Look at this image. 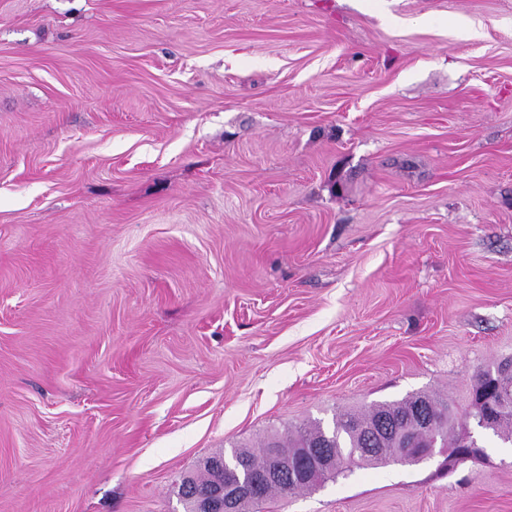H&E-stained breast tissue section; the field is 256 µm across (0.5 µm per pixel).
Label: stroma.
<instances>
[{"mask_svg": "<svg viewBox=\"0 0 512 512\" xmlns=\"http://www.w3.org/2000/svg\"><path fill=\"white\" fill-rule=\"evenodd\" d=\"M512 357V0H0V512ZM259 512H512V452Z\"/></svg>", "mask_w": 512, "mask_h": 512, "instance_id": "obj_1", "label": "stroma"}]
</instances>
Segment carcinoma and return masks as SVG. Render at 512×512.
<instances>
[{"label":"carcinoma","mask_w":512,"mask_h":512,"mask_svg":"<svg viewBox=\"0 0 512 512\" xmlns=\"http://www.w3.org/2000/svg\"><path fill=\"white\" fill-rule=\"evenodd\" d=\"M478 388L485 387L489 382L499 383L504 394L512 395V372L502 371V364L487 368L477 375ZM422 406L435 415V434L439 441H450V447H455L459 437L448 439L456 430L466 427L468 420L475 418L476 411L468 406L460 411L447 401L436 398L427 392L410 394L400 400L376 402L364 409L345 412L333 420V426L324 428L321 422L315 421L303 424L292 431L280 433L270 432L256 448L240 446L231 450L230 455L216 453L202 460L194 472L181 478L178 495L183 502L184 512H197L199 496L214 492L224 487V479L242 480L256 479L264 472L269 454L272 450L288 455L297 456L301 450L312 444H323L336 452V468L326 475L335 478L348 470V462L355 461L366 466L386 464L395 461L397 435L410 428L406 420L408 411ZM385 421L390 432L375 443L377 451L373 454L358 452L366 447L368 429L379 421ZM493 434L512 442V410L500 416L498 426L492 429ZM245 460L248 470L242 474L236 472L224 473L225 459ZM316 488L313 483H292L265 485L256 500L248 499L243 504L244 512H255L257 506L277 493H296Z\"/></svg>","instance_id":"cac0c4a2"}]
</instances>
